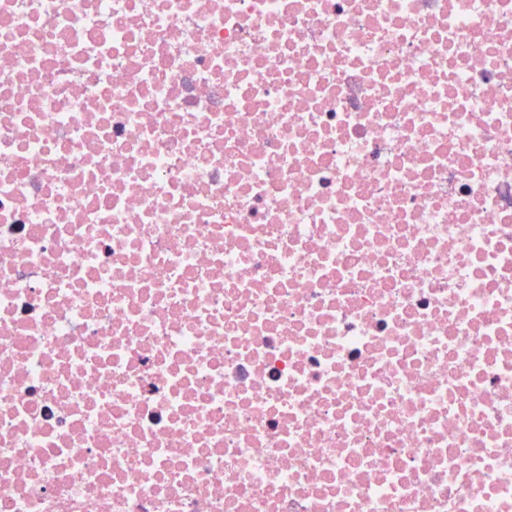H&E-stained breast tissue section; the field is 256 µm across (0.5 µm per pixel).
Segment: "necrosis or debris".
Listing matches in <instances>:
<instances>
[{
    "label": "necrosis or debris",
    "instance_id": "1",
    "mask_svg": "<svg viewBox=\"0 0 512 512\" xmlns=\"http://www.w3.org/2000/svg\"><path fill=\"white\" fill-rule=\"evenodd\" d=\"M0 512H512V0H0Z\"/></svg>",
    "mask_w": 512,
    "mask_h": 512
}]
</instances>
